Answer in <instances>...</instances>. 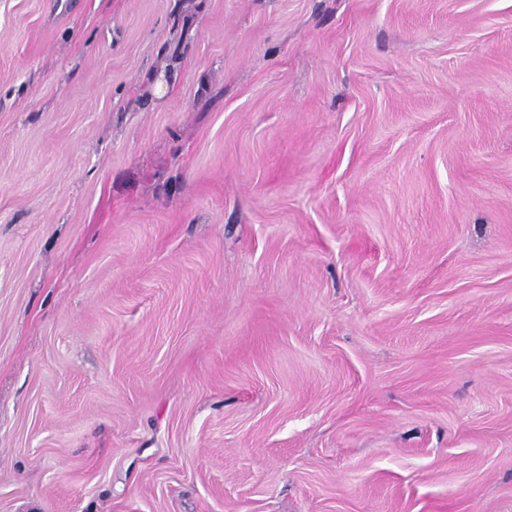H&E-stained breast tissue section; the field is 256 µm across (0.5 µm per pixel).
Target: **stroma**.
<instances>
[{"label":"stroma","mask_w":512,"mask_h":512,"mask_svg":"<svg viewBox=\"0 0 512 512\" xmlns=\"http://www.w3.org/2000/svg\"><path fill=\"white\" fill-rule=\"evenodd\" d=\"M0 512H512V0H0Z\"/></svg>","instance_id":"1"}]
</instances>
